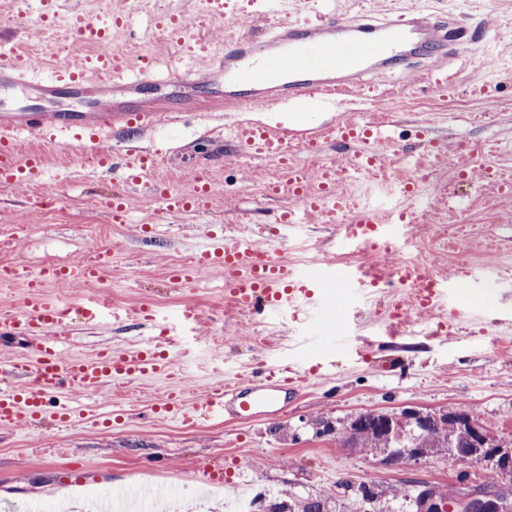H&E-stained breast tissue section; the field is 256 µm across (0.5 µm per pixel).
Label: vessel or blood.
<instances>
[{"instance_id":"b4317fda","label":"vessel or blood","mask_w":512,"mask_h":512,"mask_svg":"<svg viewBox=\"0 0 512 512\" xmlns=\"http://www.w3.org/2000/svg\"><path fill=\"white\" fill-rule=\"evenodd\" d=\"M127 25L128 17L122 12L110 13L103 22L72 14L69 35L93 46L95 52L46 77L37 75L30 60L0 43V91L23 90L11 106L0 108L1 186L29 185L44 175L47 160L43 151L18 150L20 139L29 136H63L68 145L87 153L96 167L105 171L122 167L127 180L137 184L154 169V154L136 147L121 154L116 147L127 144L130 134H146L161 119L175 118L181 112L219 109L227 103L235 111H262L289 102L296 112H307L314 105L333 102L336 93L362 85L366 75L402 71L429 60L443 62L451 46L468 45L476 39L475 32L459 21H435L419 11L396 20L372 12L355 18L328 12L313 20L297 18L261 31L249 29L227 42L223 56L212 59L205 73L172 72L162 77L144 67L133 68L124 52L109 49L113 31ZM157 29L167 43L183 47L190 40L189 27L182 18L168 17ZM235 111L224 117L230 140L252 155L289 164L288 127L245 122L236 118ZM328 132L355 144L357 168L365 173L381 165L391 143L387 129L381 126L339 122ZM321 172L318 190L310 188L307 178L298 173L287 184L273 186V194L285 192L296 201L295 207L279 214L278 223L296 224L309 213L335 222V168L326 165ZM159 201L167 215L205 210L211 205L212 190L206 183L189 191L165 189ZM407 221L408 214L402 210L366 209L344 225L342 241L353 250L374 239L385 243L392 228ZM111 259V250L100 249L67 266L39 265L27 279L24 307L0 315L2 339L47 337L33 360L17 366L28 377V384L0 388L1 428L34 427L48 415L55 423H69L75 413L70 404H48L49 395L60 389L94 391L109 380L132 382L172 371L173 359L155 348L133 353L103 351L89 359L63 357L61 336L68 325L75 321L89 327L100 325L103 306L94 300L67 305L49 288L69 283L95 285ZM215 265L224 269L225 297L241 311L308 312L319 299L318 288L336 277L333 265H322L317 273L299 269L275 250L258 247L246 233L209 237L191 263L173 269L170 277L189 288L200 270ZM397 279L412 289L417 308L425 312L432 311L443 298L457 295L455 279L423 267L398 269ZM295 394V388L271 369L259 380L247 377L228 389L211 388L198 411L186 407L179 390L168 393L162 409L183 419L198 415L246 421L285 412Z\"/></svg>"}]
</instances>
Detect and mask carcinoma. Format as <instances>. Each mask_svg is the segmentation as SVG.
Masks as SVG:
<instances>
[{
    "mask_svg": "<svg viewBox=\"0 0 512 512\" xmlns=\"http://www.w3.org/2000/svg\"><path fill=\"white\" fill-rule=\"evenodd\" d=\"M467 420L485 432L490 427L476 416L455 411L441 412V421L447 427L423 426L413 416L404 412L393 416L392 428L384 426L382 413L366 412L334 427L328 421L316 422V435L336 433L344 438V445L363 448L383 455V460L395 462L404 448H420L427 455L446 454L453 448L462 456L486 458L495 452V446L479 442L470 429L461 426ZM481 490L461 500L458 512H512V454L499 452L497 470L482 471ZM433 490L440 497L456 498L460 489L440 486L424 481L407 480L403 497L398 499L395 512H422L423 498ZM377 495L361 484L355 497L339 506L340 512H378ZM269 512H329L328 498L301 496L286 493L284 498L273 502Z\"/></svg>",
    "mask_w": 512,
    "mask_h": 512,
    "instance_id": "obj_1",
    "label": "carcinoma"
}]
</instances>
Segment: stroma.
Masks as SVG:
<instances>
[{"mask_svg":"<svg viewBox=\"0 0 512 512\" xmlns=\"http://www.w3.org/2000/svg\"><path fill=\"white\" fill-rule=\"evenodd\" d=\"M413 8L483 24L488 34L479 47L452 60L451 91L437 89L414 70L386 73L356 88L342 106L304 115V128L314 131L342 119L382 124L390 132L384 177L359 180L346 169L337 181L340 223L307 215L296 227L277 225L278 211L293 201L267 195L263 187L285 181V173L274 160L222 141L219 119L207 112L164 121L139 139V146L158 156L149 188L127 186L123 173L101 172L77 149L48 141L42 144L45 181L0 186V240L12 243L10 252H0V262L21 274L0 286V313L22 307L25 277L40 261H75L108 249L112 266L102 283L56 289L69 303L97 298L109 304L105 325L71 324L64 356L90 358L107 346L131 352L153 341L170 343L175 357L173 376L67 393L75 408L70 425L48 419L35 428H0V505L89 512V505L109 499L114 512H127L126 494L136 485L158 491L155 512H237L240 502L267 504L287 491L345 500L350 487L366 483L389 507L403 481L448 486L461 473L474 480L480 473L444 454L389 466L380 455L344 447L335 436H315V420L450 408L479 416L498 441L512 442V196L499 195L483 176L490 164L512 171V0H63L65 14L92 20L125 11L132 32L112 39L111 48L149 56L162 72L183 71L186 62L180 49L157 34L158 21L168 14H185L192 38L220 55L228 37L262 25L268 16L277 22L306 9L352 17ZM0 35L36 59L43 76L93 52L68 38L64 22L42 24L36 0H0ZM423 131L445 140L443 156L424 151ZM461 142L476 152L466 184L457 169ZM424 168L432 173L429 183L404 195L401 183L417 180ZM201 179L213 190L208 211L159 218L158 190L187 191ZM123 189L130 213L126 223L116 224L107 200ZM362 207L411 212L413 222L398 234L392 255L341 246L342 221ZM21 221L26 229L18 235L14 226ZM239 227L251 229L259 247H275L297 267L315 271L323 261L360 266L378 284L363 297L348 286L329 285L319 309L304 322L289 311L267 318L236 309L224 297L217 268L202 270L192 289L171 281V269L191 258L209 233ZM405 263L447 278L466 270L462 299L480 311V320H460L445 303L421 312L404 302L389 280L393 268ZM399 301L407 315L395 325ZM186 303L200 312L192 329L177 324ZM144 305L157 314L147 329L128 316ZM274 365L301 377L299 395L282 414L188 424L153 411L170 391L185 388V403L192 406L211 385Z\"/></svg>","mask_w":512,"mask_h":512,"instance_id":"1","label":"stroma"}]
</instances>
